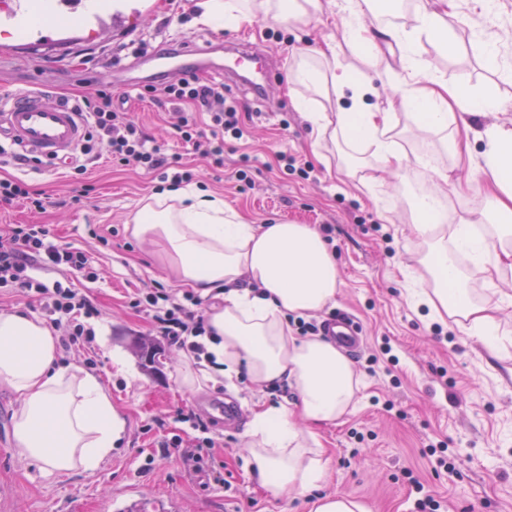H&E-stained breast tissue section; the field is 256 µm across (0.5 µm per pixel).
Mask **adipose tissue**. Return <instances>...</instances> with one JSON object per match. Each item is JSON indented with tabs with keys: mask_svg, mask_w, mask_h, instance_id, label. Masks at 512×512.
I'll use <instances>...</instances> for the list:
<instances>
[{
	"mask_svg": "<svg viewBox=\"0 0 512 512\" xmlns=\"http://www.w3.org/2000/svg\"><path fill=\"white\" fill-rule=\"evenodd\" d=\"M437 3L422 8L415 31L387 30L403 47L404 71L393 74L395 94L385 105L369 104L377 93L372 75L339 63L328 42L300 57L291 77L300 89L295 107L317 137L373 148L395 172L408 167L386 112L395 102L413 107L418 131H449L454 155L470 154L473 139L483 142L475 188L488 200L483 218L490 229L476 232L468 219L449 225L440 192L431 191L415 203V230L433 281L420 302L433 319L453 317L459 331L491 346L501 307L473 300L456 257L468 255L489 281L512 270V125L474 130L471 117L500 109L495 90L451 84L429 70L423 46L455 54L453 27L461 19L460 0ZM197 6L202 24L234 28L260 17L300 24L324 11L322 0H197ZM336 7L357 55L376 58L380 46L366 35L376 0H337ZM126 229L160 256L168 281L211 302L212 332L201 338L206 354L184 355L177 376L183 390L221 384L232 390L243 374L259 387L291 389L288 404L251 410L245 445L257 484L275 497L316 491L311 512H370L360 500L324 492L329 460L319 441L324 427L356 408L362 376L335 339L297 336L288 324L289 315L310 318L336 302L339 268L319 231L309 224H251L225 208L223 198L192 186L144 198ZM59 357V338L45 321L19 309L0 311V389L17 403L15 456L49 475L93 474L111 459L127 420L99 377Z\"/></svg>",
	"mask_w": 512,
	"mask_h": 512,
	"instance_id": "adipose-tissue-1",
	"label": "adipose tissue"
}]
</instances>
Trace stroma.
<instances>
[{
  "label": "stroma",
  "instance_id": "35a3bbf8",
  "mask_svg": "<svg viewBox=\"0 0 512 512\" xmlns=\"http://www.w3.org/2000/svg\"><path fill=\"white\" fill-rule=\"evenodd\" d=\"M179 8L186 16L181 23L172 19L168 0H143L136 20L87 28L68 38L51 33L32 45L0 20V93L45 89L94 107L109 94L114 109L129 113L168 153L180 156L194 173L193 185L219 194L225 207L251 223L330 225L329 246L342 285L335 305L316 319L346 314L359 324L364 341L353 359L364 386L357 408L321 432L330 459L325 491L362 499L371 512H415L418 494L410 479L416 476L440 501V512H512V305L501 310V341L494 353L455 325L430 320L408 297L409 288L431 286L417 252L412 203L440 186L450 220L485 210V198L469 181V164L459 162L439 136L417 132L412 107L399 104L389 115L399 145L409 157L431 156L433 167H415L406 182L384 172L373 185L362 186L366 168L380 165L372 149L341 151L330 140L314 141L287 89L298 49L325 41L335 44L341 64L363 68L346 41L340 16L305 25L259 19L234 29L198 24L195 0H182ZM461 13L463 20L454 28L458 52L446 55L428 45L423 58L448 82L494 88L502 101L494 119L511 122L512 79L483 66L472 42L474 28L484 22L475 0H463ZM132 40L146 41L153 56L204 42L220 55L225 41L235 40L267 61L271 81L266 92L258 95L233 81L224 84L225 96L241 115L243 136L227 139L223 171H212L178 140L169 104L138 98L123 89L116 66L102 67L107 54ZM286 150L297 155L298 171L280 161ZM246 156L252 168L248 180L239 182L234 174ZM303 167L309 178H301ZM440 169L449 175V184L440 183ZM14 175L25 178L31 194L49 199L50 205L39 214L20 203L0 205V225H46L55 243L85 249L93 258V280L62 269L38 268L34 274L45 283L76 288L97 307L94 372L125 412L129 430L121 453L100 472L46 478L13 454L16 401L0 390V512H310L311 495L275 498L252 481L242 440L250 406L284 403L289 391L259 390L243 376L236 390L222 386L191 395L176 381L180 350L155 344L156 357L149 363L138 348L150 324L130 307V298L164 281L125 222L142 199L167 190V183L102 159L89 162L86 175L73 177L55 166L41 171L0 167V178ZM164 285L178 298L189 294ZM111 350L123 356V365L111 362ZM227 401L239 409L237 423H224L216 411ZM182 410L200 416L217 442L197 469L160 450L161 442L174 436L196 437V430L179 422ZM440 444L450 461L446 468L429 451ZM218 469L224 476L220 484L213 480Z\"/></svg>",
  "mask_w": 512,
  "mask_h": 512
}]
</instances>
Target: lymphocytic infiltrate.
<instances>
[{"label": "lymphocytic infiltrate", "instance_id": "1", "mask_svg": "<svg viewBox=\"0 0 512 512\" xmlns=\"http://www.w3.org/2000/svg\"><path fill=\"white\" fill-rule=\"evenodd\" d=\"M160 94L168 102L190 104V111L182 113L176 126L180 139L200 151L210 168L222 169L225 139L243 135L240 115L235 106L226 103L223 87L202 82L192 75L164 86ZM85 121L87 132L82 154H90L93 144L101 143L113 163L132 165L163 179L169 177L177 184L191 180V172L183 170L126 113L113 109L111 101L88 109ZM37 265L62 267L89 279L94 276L88 253L77 247L55 244L45 225H1L0 288L34 293L60 330L59 345L63 350L91 342L95 331L90 320L97 310L90 298L61 282L49 286L36 280L30 271ZM131 304L146 314L153 335L179 350L201 355L203 347L198 338L206 333V317L200 309L189 308L163 290L133 297Z\"/></svg>", "mask_w": 512, "mask_h": 512}]
</instances>
